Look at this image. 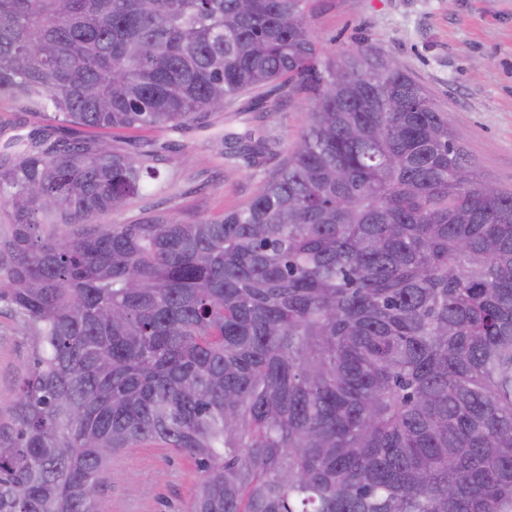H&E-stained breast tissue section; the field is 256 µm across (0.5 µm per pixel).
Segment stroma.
I'll return each mask as SVG.
<instances>
[{
    "instance_id": "1",
    "label": "stroma",
    "mask_w": 512,
    "mask_h": 512,
    "mask_svg": "<svg viewBox=\"0 0 512 512\" xmlns=\"http://www.w3.org/2000/svg\"><path fill=\"white\" fill-rule=\"evenodd\" d=\"M319 48L339 53L370 40L433 95L465 134L480 179L512 187V0H308ZM307 122V107L276 85L242 96L224 113L178 131L105 132L131 151L167 150L156 178L112 224L162 212L180 221L221 214L256 196ZM263 129L272 146L260 161L239 153L235 136ZM34 352L32 336L0 308V404L13 394ZM198 480L191 458L155 444L127 448L101 475L108 512H185Z\"/></svg>"
}]
</instances>
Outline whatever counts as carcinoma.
Masks as SVG:
<instances>
[{"instance_id":"obj_1","label":"carcinoma","mask_w":512,"mask_h":512,"mask_svg":"<svg viewBox=\"0 0 512 512\" xmlns=\"http://www.w3.org/2000/svg\"><path fill=\"white\" fill-rule=\"evenodd\" d=\"M274 83L305 130L221 215L101 223L154 149L39 128L0 158V303L35 345L0 512H104L147 443L194 461L187 512H512V190L430 92L319 51L306 0H0V98L59 125L177 130Z\"/></svg>"}]
</instances>
